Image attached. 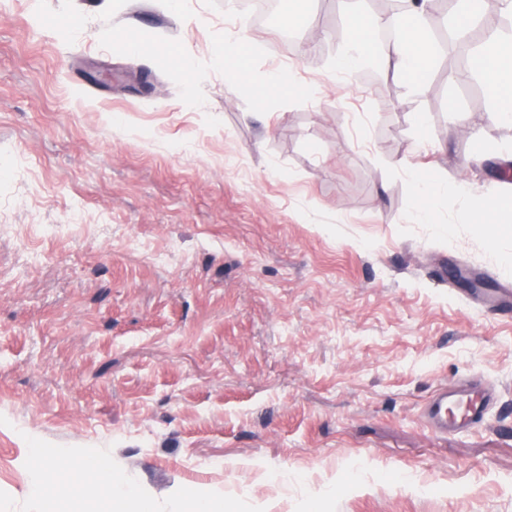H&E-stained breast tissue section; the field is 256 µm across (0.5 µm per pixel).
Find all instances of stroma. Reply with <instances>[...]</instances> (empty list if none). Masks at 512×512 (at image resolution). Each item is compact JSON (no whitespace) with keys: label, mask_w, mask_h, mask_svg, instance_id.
<instances>
[{"label":"stroma","mask_w":512,"mask_h":512,"mask_svg":"<svg viewBox=\"0 0 512 512\" xmlns=\"http://www.w3.org/2000/svg\"><path fill=\"white\" fill-rule=\"evenodd\" d=\"M288 3L291 33L241 0H0V512H31L36 448L108 456L162 504L512 512V318L468 300L512 235L459 215L512 189V128L439 43L424 88L335 76L368 0ZM116 28L196 74L111 59ZM399 159L478 192L415 223ZM473 375L501 391L486 424L430 430Z\"/></svg>","instance_id":"stroma-1"}]
</instances>
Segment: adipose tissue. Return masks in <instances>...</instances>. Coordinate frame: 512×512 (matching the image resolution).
I'll use <instances>...</instances> for the list:
<instances>
[{
    "mask_svg": "<svg viewBox=\"0 0 512 512\" xmlns=\"http://www.w3.org/2000/svg\"><path fill=\"white\" fill-rule=\"evenodd\" d=\"M432 14L431 0H398L390 15L367 22L359 12L349 17L350 36L334 70L342 75L369 63H382L415 86L428 76L433 43L426 25ZM391 30L390 41L373 44L369 27ZM472 69L495 91L491 112L501 125L512 126V40L489 38L472 60ZM417 205L414 220L434 221L440 201L460 194H475L470 184L447 183L433 175L412 171ZM34 481L29 490L36 512H51L42 493L53 487L64 494L80 492L88 498L111 501L115 512H158L155 502L130 478L116 470L110 458L100 454L63 457L62 453L36 451L32 461Z\"/></svg>",
    "mask_w": 512,
    "mask_h": 512,
    "instance_id": "1",
    "label": "adipose tissue"
}]
</instances>
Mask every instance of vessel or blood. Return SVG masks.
<instances>
[{"mask_svg": "<svg viewBox=\"0 0 512 512\" xmlns=\"http://www.w3.org/2000/svg\"><path fill=\"white\" fill-rule=\"evenodd\" d=\"M478 303L485 310L512 315V280L499 279L495 293L479 297ZM494 399V392L477 381L443 386L426 403L423 417L433 431L463 432L484 422Z\"/></svg>", "mask_w": 512, "mask_h": 512, "instance_id": "vessel-or-blood-1", "label": "vessel or blood"}]
</instances>
